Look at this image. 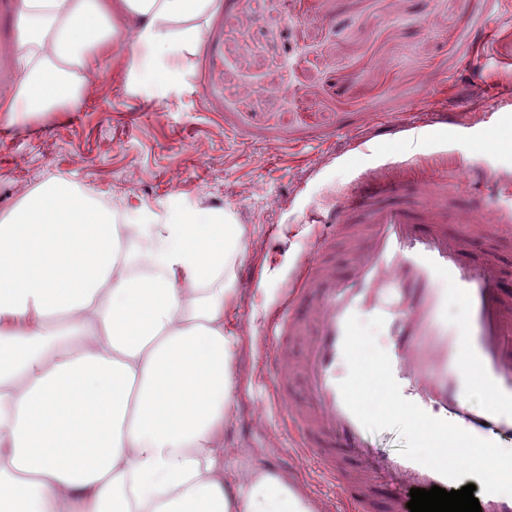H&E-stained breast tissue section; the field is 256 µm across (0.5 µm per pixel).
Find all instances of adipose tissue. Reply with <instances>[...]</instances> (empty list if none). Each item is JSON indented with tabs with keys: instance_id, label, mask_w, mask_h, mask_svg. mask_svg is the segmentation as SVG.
<instances>
[{
	"instance_id": "1",
	"label": "adipose tissue",
	"mask_w": 512,
	"mask_h": 512,
	"mask_svg": "<svg viewBox=\"0 0 512 512\" xmlns=\"http://www.w3.org/2000/svg\"><path fill=\"white\" fill-rule=\"evenodd\" d=\"M219 0H15L0 113L77 102L92 60L146 46L163 88ZM243 229L221 210L119 223L51 179L0 211V512H322L287 473L227 463L248 350L224 333Z\"/></svg>"
}]
</instances>
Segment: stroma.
<instances>
[{"mask_svg": "<svg viewBox=\"0 0 512 512\" xmlns=\"http://www.w3.org/2000/svg\"><path fill=\"white\" fill-rule=\"evenodd\" d=\"M116 46L78 104L0 116V210L51 178L119 215L222 209L243 228L237 298L224 332L253 347L225 447L275 469L293 436L260 384L266 320L327 235L328 213L360 173L392 164L406 181L456 165L512 174V0H222L166 92L126 82ZM446 112V147L402 140L410 114ZM493 144L478 150L487 128ZM362 149L348 162L351 139ZM287 471L323 512H344L304 457Z\"/></svg>", "mask_w": 512, "mask_h": 512, "instance_id": "35a3bbf8", "label": "stroma"}]
</instances>
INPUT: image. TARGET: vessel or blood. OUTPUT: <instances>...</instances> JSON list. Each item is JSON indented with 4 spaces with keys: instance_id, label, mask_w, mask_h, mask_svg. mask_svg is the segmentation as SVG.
<instances>
[{
    "instance_id": "vessel-or-blood-1",
    "label": "vessel or blood",
    "mask_w": 512,
    "mask_h": 512,
    "mask_svg": "<svg viewBox=\"0 0 512 512\" xmlns=\"http://www.w3.org/2000/svg\"><path fill=\"white\" fill-rule=\"evenodd\" d=\"M462 181L416 188L388 171L361 173L354 193L333 210L334 234L353 233L363 251L344 275L321 260L325 243L300 269L269 321L272 341L305 339V353L268 389L287 396L280 417L295 434L297 453L343 491L348 512H408L400 487L450 488L434 470L400 455H370L366 428L343 402L338 366L349 316H383L386 352L404 398L429 415L512 446V264L494 250H474L449 232L440 193H463ZM460 317L449 323L448 308ZM480 388L485 403L465 399Z\"/></svg>"
}]
</instances>
